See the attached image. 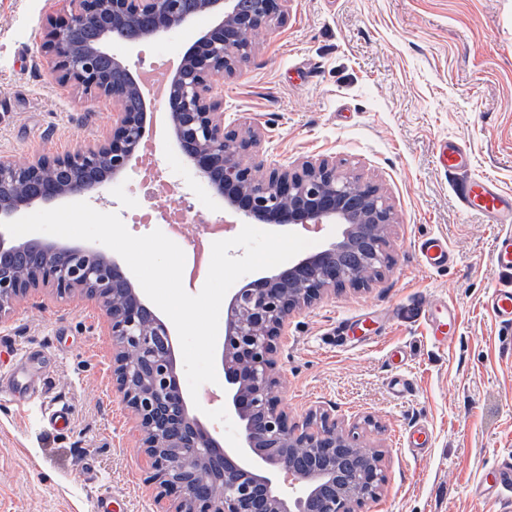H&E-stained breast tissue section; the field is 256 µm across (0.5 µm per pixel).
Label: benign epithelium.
Wrapping results in <instances>:
<instances>
[{
	"label": "benign epithelium",
	"instance_id": "1",
	"mask_svg": "<svg viewBox=\"0 0 512 512\" xmlns=\"http://www.w3.org/2000/svg\"><path fill=\"white\" fill-rule=\"evenodd\" d=\"M39 44L55 80L112 101L109 134L64 154L0 155V222L58 199L100 196L137 158L146 134L141 74L116 50L212 18L182 56L166 101L184 157L241 223L332 224L319 250L252 280L230 298L220 364L224 404L247 455L190 413L170 325L115 254L0 229V321L39 288L101 304L111 320L112 384L122 394L157 489L156 512H364L386 483L387 450L358 454L355 428L328 410L298 424L280 408V338L296 313L336 290H366L390 267L394 213L380 188L326 158H264L257 125L224 123L218 84L253 53L250 36L286 20L288 0H61Z\"/></svg>",
	"mask_w": 512,
	"mask_h": 512
}]
</instances>
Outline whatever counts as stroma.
Listing matches in <instances>:
<instances>
[{"mask_svg": "<svg viewBox=\"0 0 512 512\" xmlns=\"http://www.w3.org/2000/svg\"><path fill=\"white\" fill-rule=\"evenodd\" d=\"M59 0H0V154H61L100 138L112 105L84 100L49 74L38 46ZM211 23L138 44L144 67L180 56ZM239 72L224 79V120L265 131L268 159L325 157L378 185L395 213L393 263L369 289L329 294L296 314L281 340L278 395L291 420L334 411L366 445L389 449L387 481L365 512H497L477 507L472 486L499 455L512 453V335L487 308L490 264L501 227L467 211L438 161L443 142L464 145L472 176L512 192V0H289L286 22L261 31ZM166 193L128 170L98 211L167 215L189 203V222L223 216L172 135L153 137ZM444 238L452 259L425 269L427 236ZM422 295L452 306L455 332L436 343L409 304ZM40 356L47 392L24 385ZM405 374L412 393L389 386ZM0 512H155V492L112 388V338L98 303L32 294L0 322ZM69 407L71 426L48 413ZM425 429V454L405 438Z\"/></svg>", "mask_w": 512, "mask_h": 512, "instance_id": "1", "label": "stroma"}]
</instances>
